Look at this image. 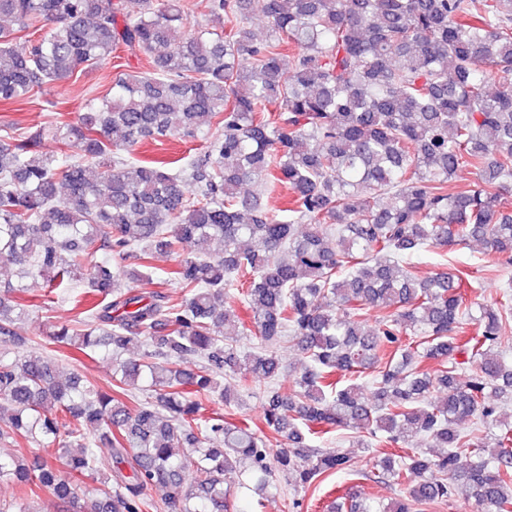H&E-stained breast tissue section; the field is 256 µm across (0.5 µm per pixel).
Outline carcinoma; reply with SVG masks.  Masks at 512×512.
<instances>
[{
	"label": "carcinoma",
	"mask_w": 512,
	"mask_h": 512,
	"mask_svg": "<svg viewBox=\"0 0 512 512\" xmlns=\"http://www.w3.org/2000/svg\"><path fill=\"white\" fill-rule=\"evenodd\" d=\"M143 3L131 18L118 0H0L1 103L121 48L147 62L118 71L74 121L0 128V263L19 267L18 283L0 282V336L21 344L28 315L8 295L80 277L98 301L52 341L115 357L144 347L114 365L110 391L78 373L60 381L47 353L0 355V439L57 447L30 463L0 457V481L48 491L66 512H229V472L263 492L345 469L346 454L309 444L327 425L401 449L378 457L374 479L415 483L385 512L450 498L460 480L481 512H512V423L496 403L512 397L498 350L512 294L473 302L469 274L422 277L408 262L471 242L495 266L512 262V0H209L197 26L180 0ZM255 9L263 38L247 26ZM173 134L204 144L157 166L133 157ZM46 135L62 158L40 154ZM463 171L474 188L448 193ZM252 183L286 190L285 214ZM154 249L178 255L180 297L122 286L151 279ZM233 290L246 320L224 308ZM369 309L386 313L364 331ZM253 331L261 343L240 350ZM288 335L305 361L292 392H263L265 426L285 441L273 454L247 418L206 403L235 401L225 377L248 393L276 375ZM423 359L450 366L431 376ZM376 365L371 393L340 386ZM138 385L151 396L130 407ZM471 418L497 432L463 430ZM420 436L440 452L413 447Z\"/></svg>",
	"instance_id": "carcinoma-1"
}]
</instances>
